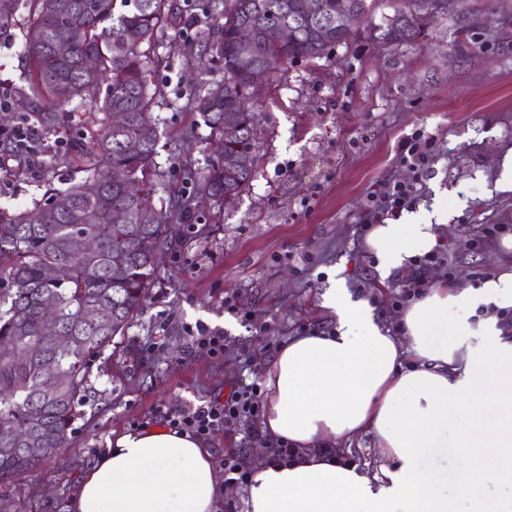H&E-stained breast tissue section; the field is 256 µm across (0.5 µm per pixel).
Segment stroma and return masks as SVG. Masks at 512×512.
<instances>
[{
  "mask_svg": "<svg viewBox=\"0 0 512 512\" xmlns=\"http://www.w3.org/2000/svg\"><path fill=\"white\" fill-rule=\"evenodd\" d=\"M175 4L171 24L149 49L156 161L164 173L157 196L176 210L172 244L157 256L142 310L93 363L94 395L78 406L62 458L0 483L12 512H73L84 473L138 422L227 396L243 362L262 378L288 337L335 327L334 311L323 305L331 278H342L354 297L371 301L382 324L392 325L401 275L380 277L359 221L376 184L410 179L396 153L414 129L437 141L418 205L441 210L447 221L440 239L458 266L455 284L512 272V251L502 245L512 238V191L497 186L512 153V0H450L411 43L383 46L362 33L264 81L256 98L255 175L228 204L198 188L217 145L193 92L199 82L224 77L202 41L224 0ZM28 17L20 6L14 27L0 35V91L9 90L13 103L0 111V125L32 113L20 104ZM92 109L88 103L67 110L60 125L43 128L57 147L46 166L7 159L0 147L1 213L45 203L52 190L83 179L78 148ZM487 224L501 225L497 240L473 248V235ZM228 299L239 315L227 313ZM199 323L223 332V357L192 351L189 329ZM247 433V423L231 421L210 438L216 467L234 450L247 462L264 457L265 448L247 443Z\"/></svg>",
  "mask_w": 512,
  "mask_h": 512,
  "instance_id": "obj_1",
  "label": "stroma"
}]
</instances>
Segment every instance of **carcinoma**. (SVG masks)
<instances>
[{"label":"carcinoma","mask_w":512,"mask_h":512,"mask_svg":"<svg viewBox=\"0 0 512 512\" xmlns=\"http://www.w3.org/2000/svg\"><path fill=\"white\" fill-rule=\"evenodd\" d=\"M29 2L24 98L38 106L40 124L53 127L60 120V112L40 105L60 81L71 85V101L103 98L93 119L96 133L82 148L83 180L52 194L53 210L47 203L0 219V482L46 462L39 453L22 451L24 437H32L37 448L67 447L77 405L89 396L91 364L141 310L157 277L155 254L168 244L167 210L154 201L163 174L156 162L158 128L147 77L152 60L144 46L173 17V0H70L72 11L65 16L51 8L53 0ZM309 2L224 0L214 22L224 79L198 94L209 98L202 116L220 148L200 180L206 195L233 199L254 176L256 113L234 111L252 79L282 74L296 59L320 58L348 42L334 27L306 29ZM320 2L334 12L349 5L365 18L379 7L378 0ZM18 6L19 0H0V30L14 22ZM391 9L395 20L371 25L369 38L382 45L414 41L424 25L418 0H394ZM246 22L258 33L247 65L239 59L237 39ZM286 26L300 32L286 43L265 37L267 30ZM88 55L96 61L92 72L82 66ZM116 108L126 113L118 127L112 124ZM114 168L138 186L137 193L112 183ZM90 182L100 184L94 198L83 192ZM88 239L96 250L85 249ZM48 299L55 303L58 329L74 339L63 350L44 333ZM89 306L99 312L94 323L82 318ZM53 370L60 389L43 399L41 386ZM35 411L41 423L33 429L29 417Z\"/></svg>","instance_id":"cac0c4a2"}]
</instances>
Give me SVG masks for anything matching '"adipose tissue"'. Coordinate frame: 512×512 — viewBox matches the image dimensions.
<instances>
[{"instance_id": "1", "label": "adipose tissue", "mask_w": 512, "mask_h": 512, "mask_svg": "<svg viewBox=\"0 0 512 512\" xmlns=\"http://www.w3.org/2000/svg\"><path fill=\"white\" fill-rule=\"evenodd\" d=\"M422 215L370 230L381 277L438 244ZM329 332L289 338L265 368L262 426L288 460L252 464L245 512H512V273L479 285L438 284L396 328L333 280ZM373 434L377 472L339 446ZM451 454L455 477L425 459ZM221 490L209 448L164 428L118 437L80 479L75 512H216Z\"/></svg>"}]
</instances>
